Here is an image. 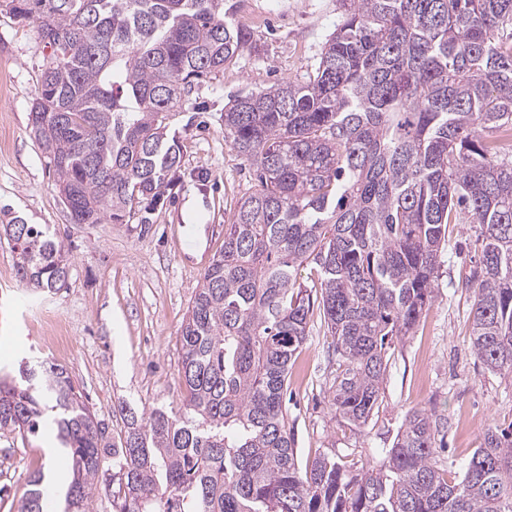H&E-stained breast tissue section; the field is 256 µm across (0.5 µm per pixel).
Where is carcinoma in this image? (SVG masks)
I'll use <instances>...</instances> for the list:
<instances>
[{
	"instance_id": "cac0c4a2",
	"label": "carcinoma",
	"mask_w": 512,
	"mask_h": 512,
	"mask_svg": "<svg viewBox=\"0 0 512 512\" xmlns=\"http://www.w3.org/2000/svg\"><path fill=\"white\" fill-rule=\"evenodd\" d=\"M344 16L304 81L231 96L224 138L258 184L224 225L180 325L183 392L124 408L120 446L66 369L23 361L0 379V433L55 435L69 457L65 512H512V429L490 426L450 479L437 428L407 412L382 460L302 466L283 395L322 310L338 371L330 401L372 419L388 348L430 306L452 224H477L476 357L512 373V0H341ZM49 53L31 127L73 224H121L156 201L184 145L165 116L200 80L257 48L229 0H7ZM0 233L20 282L69 275L59 238L14 217ZM312 266L319 287L298 274ZM112 451V478L106 452ZM37 473L21 512H43Z\"/></svg>"
}]
</instances>
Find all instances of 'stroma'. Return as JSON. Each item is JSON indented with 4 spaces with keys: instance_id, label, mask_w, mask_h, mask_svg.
<instances>
[{
    "instance_id": "stroma-1",
    "label": "stroma",
    "mask_w": 512,
    "mask_h": 512,
    "mask_svg": "<svg viewBox=\"0 0 512 512\" xmlns=\"http://www.w3.org/2000/svg\"><path fill=\"white\" fill-rule=\"evenodd\" d=\"M340 0H241L237 20L257 50L195 86L166 123L185 150L155 209L124 224L70 223L29 122L44 50L35 22L0 6V222L19 215L46 224L65 246L64 288L34 296L0 242V367L35 356L62 366L83 391L107 441L118 442L122 406H173L180 398L179 328L204 270L224 247V221L256 188L255 171L224 139L230 94L302 81L342 18ZM476 227L453 224L439 259L434 299L408 336L394 341L379 406L367 426L340 417L330 401L332 338L313 310L284 396L297 459L333 453L345 463L379 460L404 414L423 408L440 424L443 463L461 468L489 426L512 425V374L492 373L470 338L471 290L479 259ZM52 436L32 443L0 435V512H20L30 473L42 471L62 512L70 472Z\"/></svg>"
}]
</instances>
